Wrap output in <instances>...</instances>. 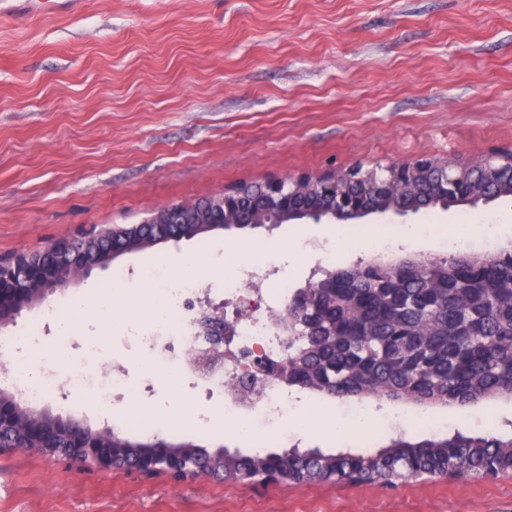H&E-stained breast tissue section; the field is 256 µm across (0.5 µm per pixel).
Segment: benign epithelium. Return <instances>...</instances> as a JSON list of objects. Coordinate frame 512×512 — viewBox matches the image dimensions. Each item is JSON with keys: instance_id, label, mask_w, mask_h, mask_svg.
Segmentation results:
<instances>
[{"instance_id": "7a95c632", "label": "benign epithelium", "mask_w": 512, "mask_h": 512, "mask_svg": "<svg viewBox=\"0 0 512 512\" xmlns=\"http://www.w3.org/2000/svg\"><path fill=\"white\" fill-rule=\"evenodd\" d=\"M429 182L439 190L437 203L446 208L457 204L476 206L502 197L512 196V154L489 155L479 161L448 162L421 156L389 165L385 172L349 166L332 173H304L286 178L271 177L259 183L260 192L252 201L251 224H269L279 216L298 223H346L372 214L392 213L405 217L422 209L416 201L421 183ZM251 193L248 183L219 195L176 207L188 215L220 213L215 224L224 228L240 224L238 214L243 199ZM162 205L136 224H104L86 230L76 237L50 244L38 251L19 252L7 260L0 259V325L16 323L23 308L44 302L57 292H64L94 269L104 267L114 257L127 252L123 242L130 235L156 229L155 238L162 243L178 241L165 227L166 209ZM202 336L216 347L224 344V324L208 315L200 321ZM274 379L288 383V360L272 366L256 358L251 370L237 378L239 387L253 389ZM26 429L31 451L49 458L60 456L56 444L48 442L47 429L67 431L78 457L73 464L94 467L100 471L122 469L141 478L164 474L177 481L195 479L193 472L177 467L172 444L155 441L151 448H164L166 453L147 455L127 461L113 450L112 429L94 428L85 420L63 416L43 409L31 417L27 407L13 395L0 393V433L19 428L29 420Z\"/></svg>"}]
</instances>
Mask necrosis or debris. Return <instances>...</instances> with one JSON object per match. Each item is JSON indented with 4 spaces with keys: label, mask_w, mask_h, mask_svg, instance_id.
I'll return each instance as SVG.
<instances>
[{
    "label": "necrosis or debris",
    "mask_w": 512,
    "mask_h": 512,
    "mask_svg": "<svg viewBox=\"0 0 512 512\" xmlns=\"http://www.w3.org/2000/svg\"><path fill=\"white\" fill-rule=\"evenodd\" d=\"M277 266L273 257L244 259L233 267L222 269L214 288L202 286L195 280L168 284L163 263L158 259L143 262L136 271L120 270L113 276L117 282L135 275L157 284L159 314L156 321L161 333L151 337L150 342L158 362L179 379L199 377L187 359L188 352L199 343L194 325L198 311L211 307L223 309L225 319L234 325L232 334L224 339V368L201 379L208 388L223 391L226 418L252 426V447L257 453L270 447L272 437L256 432L254 425L260 419L277 423L287 418L288 390L271 383L258 397L245 400L226 391L224 382L241 372L247 357L276 358L283 351V338L275 330L273 319L280 305L294 291L295 284L285 278L269 281L267 271ZM245 302L251 304L252 311L249 316L238 317L237 311ZM69 316L70 305L64 301L41 311L32 334L0 335V354L11 360L10 366L0 371V388L18 394L34 407L49 395L54 396L56 403H63L65 395L73 392L87 394L95 391L105 397L137 396L138 383L119 367H78L64 378L54 369L47 368L43 370L40 382L29 379L24 365L44 344V330L58 327Z\"/></svg>",
    "instance_id": "necrosis-or-debris-1"
}]
</instances>
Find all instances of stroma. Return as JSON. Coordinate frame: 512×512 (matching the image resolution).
<instances>
[{"instance_id":"1","label":"stroma","mask_w":512,"mask_h":512,"mask_svg":"<svg viewBox=\"0 0 512 512\" xmlns=\"http://www.w3.org/2000/svg\"><path fill=\"white\" fill-rule=\"evenodd\" d=\"M512 151V0H5L0 8V258L71 237L89 224H132L170 202H191L269 176L382 168L421 155L456 160ZM474 242L512 247V198L476 207L373 215L337 247L347 264L369 261L362 239L408 229L422 241L393 255L453 254L445 227ZM285 229L214 230L158 244L168 279L195 253L197 278L237 247L265 254ZM126 253L70 288L96 299L72 317L68 354L48 342L30 364L64 372L78 362H121L152 388L102 410L72 395L69 411L97 427L132 415L145 434L215 451L249 452L227 436L223 396L156 370L148 283L113 286ZM290 408L292 447L372 454L397 431L420 428L512 435V399L433 407L365 404L371 431L336 437V403L305 393ZM326 425L309 438L300 418ZM0 512H512V477L467 484L429 477L397 487L338 482L258 485L175 482L121 470L73 471L36 452H0Z\"/></svg>"}]
</instances>
